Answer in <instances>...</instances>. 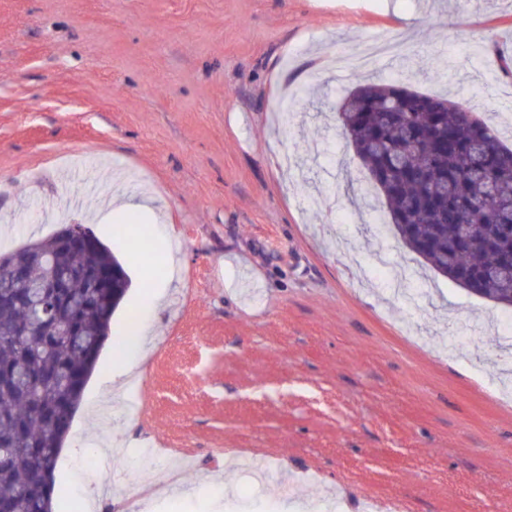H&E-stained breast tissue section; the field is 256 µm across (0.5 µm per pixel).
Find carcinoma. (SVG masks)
<instances>
[{
  "mask_svg": "<svg viewBox=\"0 0 512 512\" xmlns=\"http://www.w3.org/2000/svg\"><path fill=\"white\" fill-rule=\"evenodd\" d=\"M338 122L383 197L400 241L470 293L512 309V148L466 104L364 82ZM90 249L61 232L0 254V512H54L56 463L126 296L125 262L92 228ZM115 268L122 285L91 287ZM68 273L51 301L25 284Z\"/></svg>",
  "mask_w": 512,
  "mask_h": 512,
  "instance_id": "1",
  "label": "carcinoma"
}]
</instances>
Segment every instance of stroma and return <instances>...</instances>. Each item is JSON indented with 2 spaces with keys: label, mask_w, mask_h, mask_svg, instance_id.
Listing matches in <instances>:
<instances>
[{
  "label": "stroma",
  "mask_w": 512,
  "mask_h": 512,
  "mask_svg": "<svg viewBox=\"0 0 512 512\" xmlns=\"http://www.w3.org/2000/svg\"><path fill=\"white\" fill-rule=\"evenodd\" d=\"M374 36L410 53L368 76L471 100L512 144L487 52L512 56V0H0V253L87 222L132 280L113 327L165 290L135 387L84 390L68 447L116 445L60 453L56 512L89 478L139 512L146 471L158 512H512L508 312L403 246L337 122L356 75L326 62Z\"/></svg>",
  "instance_id": "1"
}]
</instances>
